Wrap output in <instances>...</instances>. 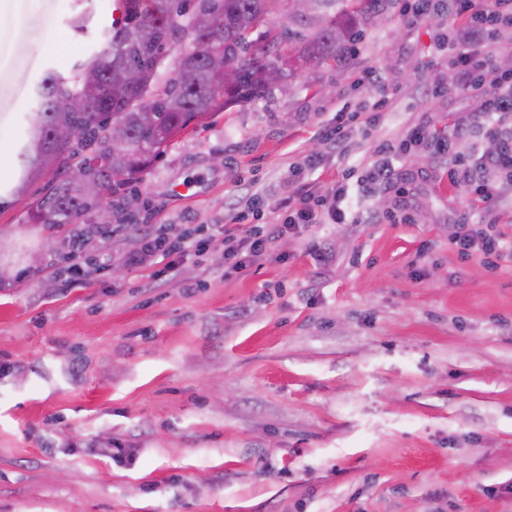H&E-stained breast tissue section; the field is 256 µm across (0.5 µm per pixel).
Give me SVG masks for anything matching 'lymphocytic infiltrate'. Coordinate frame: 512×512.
Segmentation results:
<instances>
[{"label": "lymphocytic infiltrate", "instance_id": "obj_1", "mask_svg": "<svg viewBox=\"0 0 512 512\" xmlns=\"http://www.w3.org/2000/svg\"><path fill=\"white\" fill-rule=\"evenodd\" d=\"M450 15L463 18V47L449 45L448 56L456 70L452 93L481 98L484 109L473 121L483 126L486 135L498 144L496 152L485 159L481 170L473 171L458 163L448 170L451 183L464 187L476 201L496 202L499 189L493 174L512 176V126L494 122L499 112H512V72L494 64L495 39L500 26L512 25V0H448ZM347 195L345 184L321 194L301 190L297 197H287L283 207L287 213L279 224H268L240 231L235 224H218L214 232L224 246V273H241L266 259L273 240L285 232L315 224H342L346 212L342 203Z\"/></svg>", "mask_w": 512, "mask_h": 512}]
</instances>
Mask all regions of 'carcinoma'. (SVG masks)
Returning a JSON list of instances; mask_svg holds the SVG:
<instances>
[{
  "mask_svg": "<svg viewBox=\"0 0 512 512\" xmlns=\"http://www.w3.org/2000/svg\"><path fill=\"white\" fill-rule=\"evenodd\" d=\"M124 19L110 29V39L67 76L50 73L37 85L15 155L14 186L0 192V208L24 193L28 184L53 170L56 178L31 212L36 224L60 227L73 224L103 204L109 195L128 185L191 123L208 120L231 105L258 100L272 92L264 78L273 62L303 59L319 65L344 62L349 45L359 35V18L380 14L385 0H307L311 12L294 19H311L308 34L291 28L253 31L281 15L285 0H122ZM341 9H336L337 4ZM218 16L216 26L201 29L198 11ZM227 46L230 61L242 68L239 81L220 88L222 77L211 71L209 49ZM96 83L84 82V73ZM140 81L118 94L115 88L127 74ZM84 100L75 112L73 99ZM142 108L155 113V122L132 120ZM115 123L126 124L125 151L112 157L107 141ZM76 127L74 142L60 138L62 128ZM86 169L97 188L90 196L69 178L72 166ZM92 228H77L69 237L71 256L83 253ZM39 243L0 239V267L19 266Z\"/></svg>",
  "mask_w": 512,
  "mask_h": 512,
  "instance_id": "obj_1",
  "label": "carcinoma"
}]
</instances>
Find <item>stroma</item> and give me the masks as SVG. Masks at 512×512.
<instances>
[{
  "instance_id": "obj_1",
  "label": "stroma",
  "mask_w": 512,
  "mask_h": 512,
  "mask_svg": "<svg viewBox=\"0 0 512 512\" xmlns=\"http://www.w3.org/2000/svg\"><path fill=\"white\" fill-rule=\"evenodd\" d=\"M112 3L0 9L1 184L34 87L102 47ZM400 6L362 22L343 66L175 139L127 187L134 204L114 199L128 220L98 236L94 264L63 247L0 283V512H512V257L492 269L453 243L465 225L512 238V195L489 212L449 183L491 146L476 99L433 94L461 25ZM386 92L378 126L324 150L339 110ZM424 121L470 131L448 153H393L391 186L369 180L375 146ZM343 178L345 223L285 235L243 274L225 277L217 243L171 255L163 288L128 262L148 225L177 240L242 211L273 224L300 185ZM48 184L0 210V236L68 235L29 220Z\"/></svg>"
}]
</instances>
